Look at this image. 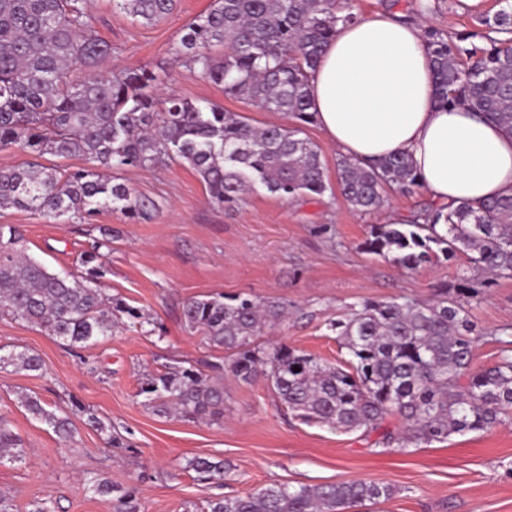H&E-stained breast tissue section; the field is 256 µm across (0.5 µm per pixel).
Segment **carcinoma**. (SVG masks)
Instances as JSON below:
<instances>
[{"instance_id":"1","label":"carcinoma","mask_w":512,"mask_h":512,"mask_svg":"<svg viewBox=\"0 0 512 512\" xmlns=\"http://www.w3.org/2000/svg\"><path fill=\"white\" fill-rule=\"evenodd\" d=\"M482 21L512 33V0ZM86 0H0V150L41 157H80L85 166L64 174L34 162L0 170V208L79 220L105 210L145 218L155 203L141 200L108 171L147 167L167 156L191 167L209 197L233 205L263 189L284 199L320 197L331 190L321 151L300 137L311 122L310 73L338 25L358 21L341 0H212L191 22L180 44L201 75L224 94L295 119L292 127H258L212 105L171 98L157 110L156 89L166 73L125 68L105 74L99 66L112 45L93 29ZM176 0H113V8L145 25L170 15ZM437 100L469 106L512 135V49L505 39L473 64L464 49L442 33L424 31ZM336 184L357 211L370 213L385 188L402 192L419 185L403 154L377 165L347 156L336 162ZM19 231L0 224V314L40 328L69 348L110 336L122 319H139L121 297L102 292L107 268L96 241L77 273H52L18 251ZM363 246L371 254L413 269L460 254L470 268L512 278V195L447 211L428 207L403 224H379ZM478 297L464 277L441 288L431 302L406 297L357 303L328 322L348 359L333 364L286 344L261 341L265 329L288 313V304L249 294L201 295L182 309L184 322L206 343L224 350L215 361L170 367L149 376L139 394L161 414L187 421L224 418L223 374L250 383L264 375L280 404L304 423L343 432L381 431L375 447L410 453L423 443L479 432L512 418V333L505 328L498 360L472 366L479 339L471 300ZM39 372V355L28 350L0 354V369ZM300 371H294V368ZM29 414L67 440L71 417L102 421L71 403L61 413L33 393L21 396ZM390 419L398 425L390 429ZM23 453L11 421L0 415V464ZM197 480L226 478L229 466L204 457L187 460ZM395 494L375 481L302 485L271 484L241 496H215L206 512H347ZM113 512H139L135 492L115 497Z\"/></svg>"}]
</instances>
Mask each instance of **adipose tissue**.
I'll list each match as a JSON object with an SVG mask.
<instances>
[{"instance_id": "adipose-tissue-1", "label": "adipose tissue", "mask_w": 512, "mask_h": 512, "mask_svg": "<svg viewBox=\"0 0 512 512\" xmlns=\"http://www.w3.org/2000/svg\"><path fill=\"white\" fill-rule=\"evenodd\" d=\"M313 122L344 155H409L435 205L512 195V135L437 103L421 25L396 11L338 26L310 80Z\"/></svg>"}]
</instances>
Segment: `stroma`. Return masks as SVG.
Here are the masks:
<instances>
[{
    "label": "stroma",
    "instance_id": "obj_1",
    "mask_svg": "<svg viewBox=\"0 0 512 512\" xmlns=\"http://www.w3.org/2000/svg\"><path fill=\"white\" fill-rule=\"evenodd\" d=\"M210 4L176 0L171 15L148 26L114 9L112 0H87V9L99 36L112 45L109 67L165 70L159 102L207 101L258 126L285 123L281 113L225 96L186 62L180 38ZM350 6L362 18L394 9L469 49H490L501 38L481 22L500 9L499 0H351ZM116 175L156 203L151 219L104 211L90 222L72 223L0 208V224L21 227V249L55 272L76 271L101 228H110L104 288L142 316L141 324L75 349L23 321L0 317V346L32 351L44 363L40 373L0 370V414L26 448L22 461L0 466V496L9 512H34L41 499L56 512H111L110 503L90 489L92 480L104 477L123 488L137 486L139 512H201L217 495L360 479L391 484L396 494L353 512H512V420L400 454L375 451L374 432L360 436L301 423L278 405L262 377L246 384L225 376L220 425L160 416L139 394L147 374L214 357L203 336L182 320V306L191 298L248 293L287 303L290 316L268 328V336L338 363L346 353L327 324L351 304L400 296L427 302L437 286L456 283L467 269L464 257L409 270L362 248L372 226L428 206L422 188L386 190L382 207L364 214L337 191L289 201L261 190L222 207L193 170L168 158ZM472 314L481 334L474 364H492L499 352L495 333L512 326V279L492 282ZM31 392L52 407H89L113 425L125 447H111L107 432L82 417L73 418L71 439H60L19 404V394ZM195 456L229 463V475L220 484L200 483L185 468Z\"/></svg>",
    "mask_w": 512,
    "mask_h": 512
}]
</instances>
